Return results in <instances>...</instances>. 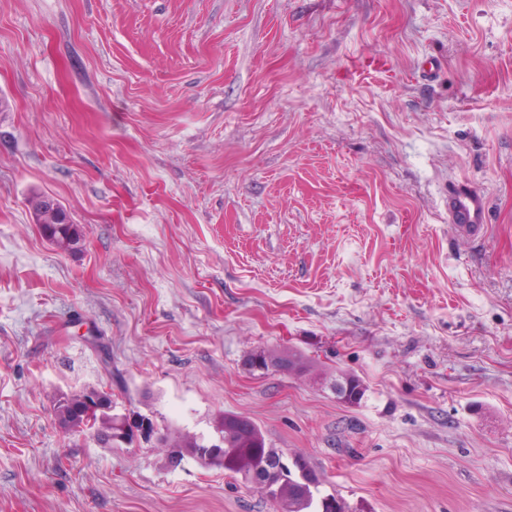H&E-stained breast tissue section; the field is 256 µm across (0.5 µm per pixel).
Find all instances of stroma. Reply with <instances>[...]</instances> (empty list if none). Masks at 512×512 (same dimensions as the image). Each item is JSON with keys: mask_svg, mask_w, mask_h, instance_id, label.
<instances>
[{"mask_svg": "<svg viewBox=\"0 0 512 512\" xmlns=\"http://www.w3.org/2000/svg\"><path fill=\"white\" fill-rule=\"evenodd\" d=\"M0 94V512H273L63 433L90 390L170 440L246 419L347 512H512V0H0ZM484 193L469 182H456L448 191V222L468 235L480 237L487 224ZM50 195L37 194L34 201V216L36 224L40 225L46 239L72 252L79 251L84 240L83 228L79 224H52L55 216L48 208L47 197ZM269 365L283 366V372L286 373H304L310 370L308 362L296 353L272 354L263 350L252 353L247 359V366L251 371L267 372Z\"/></svg>", "mask_w": 512, "mask_h": 512, "instance_id": "35a3bbf8", "label": "stroma"}]
</instances>
